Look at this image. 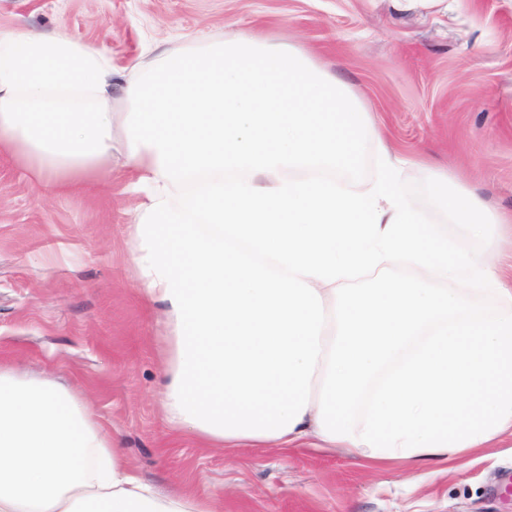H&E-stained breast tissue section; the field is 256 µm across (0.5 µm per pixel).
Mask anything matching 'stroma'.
<instances>
[{"mask_svg": "<svg viewBox=\"0 0 512 512\" xmlns=\"http://www.w3.org/2000/svg\"><path fill=\"white\" fill-rule=\"evenodd\" d=\"M0 27L59 32L130 75L165 50L250 29L288 42L343 83L371 131L345 181L377 179L381 150L407 161L400 189L439 233L463 232L428 194L435 176L512 212V0H0ZM112 173L91 189L37 185L0 151V363L58 376L160 493L212 496L218 512H512V452L477 448L453 473L360 453L205 448L173 430L162 307L140 294L131 250L142 199L113 116Z\"/></svg>", "mask_w": 512, "mask_h": 512, "instance_id": "1", "label": "stroma"}]
</instances>
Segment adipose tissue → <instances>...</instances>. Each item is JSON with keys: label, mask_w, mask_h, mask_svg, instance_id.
<instances>
[{"label": "adipose tissue", "mask_w": 512, "mask_h": 512, "mask_svg": "<svg viewBox=\"0 0 512 512\" xmlns=\"http://www.w3.org/2000/svg\"><path fill=\"white\" fill-rule=\"evenodd\" d=\"M143 201L132 254L163 304L171 427L211 448H353L448 464L512 438V222L433 179L479 251L449 246L402 195L390 152L368 186L366 115L293 46L249 30L123 78L97 45L0 28V149L58 187L103 181L112 112ZM401 261L393 287L360 276ZM0 512H213L133 472L89 404L0 367Z\"/></svg>", "instance_id": "1"}]
</instances>
